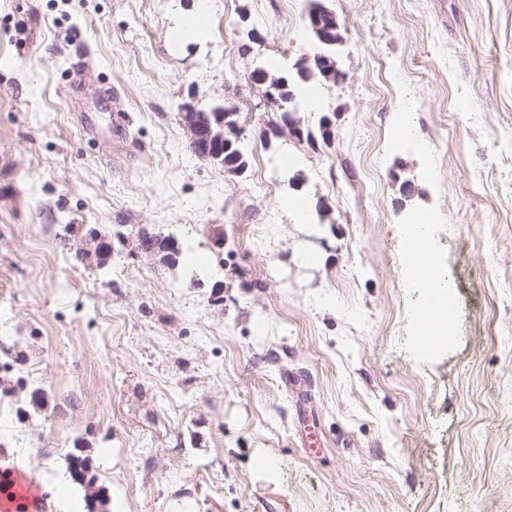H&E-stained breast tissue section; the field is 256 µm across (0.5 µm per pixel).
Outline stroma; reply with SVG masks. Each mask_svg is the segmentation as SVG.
Masks as SVG:
<instances>
[{"label":"stroma","mask_w":512,"mask_h":512,"mask_svg":"<svg viewBox=\"0 0 512 512\" xmlns=\"http://www.w3.org/2000/svg\"><path fill=\"white\" fill-rule=\"evenodd\" d=\"M201 2L0 0V469L38 512L68 455L88 512H512V0H323L346 78L293 131L247 76L317 51L304 0L189 31ZM189 101L234 109L243 175ZM428 212L455 338L423 357ZM224 111L233 115L231 109L224 107V105L218 106V113H220L221 118L218 121L219 128L215 131L210 116L207 112H202L194 102L185 103L180 108L181 120L189 135L190 148L195 153L222 167H224V159L226 158L224 153L232 147L230 142L224 140Z\"/></svg>","instance_id":"obj_1"}]
</instances>
